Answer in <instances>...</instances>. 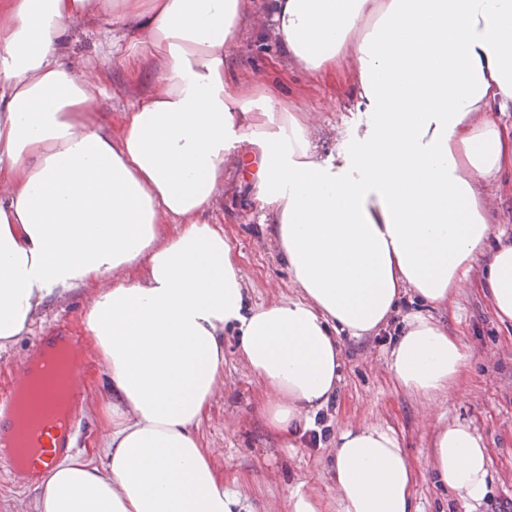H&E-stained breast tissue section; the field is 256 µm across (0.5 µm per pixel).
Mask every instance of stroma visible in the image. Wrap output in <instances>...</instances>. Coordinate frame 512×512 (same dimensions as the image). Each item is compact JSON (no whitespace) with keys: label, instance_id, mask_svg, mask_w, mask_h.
<instances>
[{"label":"stroma","instance_id":"35a3bbf8","mask_svg":"<svg viewBox=\"0 0 512 512\" xmlns=\"http://www.w3.org/2000/svg\"><path fill=\"white\" fill-rule=\"evenodd\" d=\"M104 29L101 22L72 20L61 53L83 71L96 99L99 122L116 136L130 103L161 90L162 82L153 60L103 63ZM227 63L236 78L266 83L280 97L302 105L312 117L321 151L335 148L345 122L357 118L353 73L316 74L288 63L266 17H257L244 42L228 51ZM247 193V186L228 179L206 221L223 227L229 236L248 281L251 303L300 297V288ZM484 198L493 231L511 235L512 171L503 170L487 185ZM92 296L88 289L42 308L31 332L0 352V390L10 387L13 373L36 351L41 337L67 330L84 335L82 318ZM419 308L416 296L406 294L385 331L358 340L343 338L341 382L323 410L326 434L317 440L304 429L284 435L267 425L263 391L246 367L235 336L225 334L224 383L198 434L208 460L225 487L240 494L246 512H289L288 492L299 484L321 500L324 512H341L334 442L337 427L346 424L380 426L395 435L412 472L416 512H512V322L495 315L482 286V269L474 267L466 287L435 312L471 352L470 370L454 395L431 400L401 388L387 365V348L399 337L407 316ZM104 399V374L98 370L87 379L86 399L79 411L84 429L77 457L96 461L103 456L98 435ZM457 420L469 422L486 448L490 482L479 503H465L443 488L431 467L437 432Z\"/></svg>","mask_w":512,"mask_h":512}]
</instances>
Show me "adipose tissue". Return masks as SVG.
Here are the masks:
<instances>
[{
	"label": "adipose tissue",
	"instance_id": "adipose-tissue-1",
	"mask_svg": "<svg viewBox=\"0 0 512 512\" xmlns=\"http://www.w3.org/2000/svg\"><path fill=\"white\" fill-rule=\"evenodd\" d=\"M264 12L289 60L355 75L363 118L328 153L301 106L225 71ZM77 17L161 62L162 89L124 112L119 138L60 53ZM497 110H512V0H0V349L40 306L91 287L83 324L106 379L102 462L59 461L34 512H241L196 434L225 331L263 387L268 426L285 432L335 395L337 331L382 328L408 292L447 304L481 254L495 314L512 322V243L487 251L481 190L512 166ZM231 162L302 298L250 304L229 237L203 221ZM470 358L418 313L387 361L432 399ZM334 455L343 512H412L389 431L341 426ZM432 467L464 502L486 496L470 424L438 432Z\"/></svg>",
	"mask_w": 512,
	"mask_h": 512
}]
</instances>
